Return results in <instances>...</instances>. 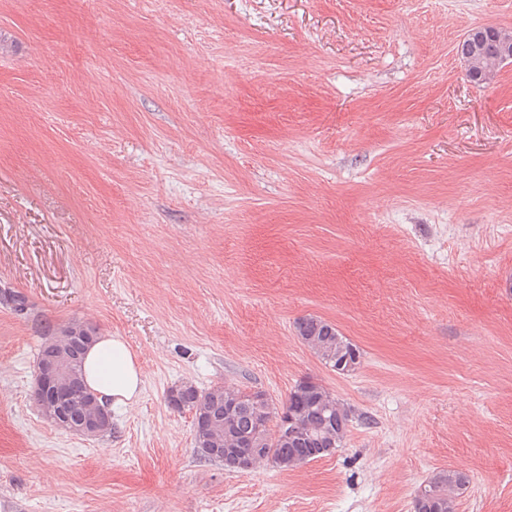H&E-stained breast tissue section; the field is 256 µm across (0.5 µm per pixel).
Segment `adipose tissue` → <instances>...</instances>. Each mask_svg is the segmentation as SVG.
Masks as SVG:
<instances>
[{"instance_id":"ef3b65f1","label":"adipose tissue","mask_w":512,"mask_h":512,"mask_svg":"<svg viewBox=\"0 0 512 512\" xmlns=\"http://www.w3.org/2000/svg\"><path fill=\"white\" fill-rule=\"evenodd\" d=\"M84 373L88 386L112 406L128 405L141 395L143 373L123 337H100L87 351Z\"/></svg>"}]
</instances>
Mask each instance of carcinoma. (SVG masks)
<instances>
[{"instance_id":"cac0c4a2","label":"carcinoma","mask_w":512,"mask_h":512,"mask_svg":"<svg viewBox=\"0 0 512 512\" xmlns=\"http://www.w3.org/2000/svg\"><path fill=\"white\" fill-rule=\"evenodd\" d=\"M485 40L482 62L490 74L497 73L503 61L497 52L500 37L509 33L501 27L481 28ZM0 301L18 314L30 310L27 297L13 290L0 293ZM296 335L327 367L339 374L356 371L362 362L360 348L343 336L336 326L318 316H306L295 323ZM60 337L58 346L65 360L62 380L69 394L70 417L80 420L99 402L84 381L82 364L87 345L84 337H97V328L81 321L47 330ZM168 405L202 420L205 428L194 432L195 447L209 460L224 463V469L238 472L235 462L210 453L212 448H257V464L270 463L281 470L297 468L343 447L356 417L323 385L310 379L295 384L277 407L273 400L254 401L250 393L224 384L200 389L183 382L169 390ZM294 421L297 433L283 431V417ZM275 429H270V422ZM469 483L461 470H439L420 487L413 501V512H456L457 499Z\"/></svg>"}]
</instances>
